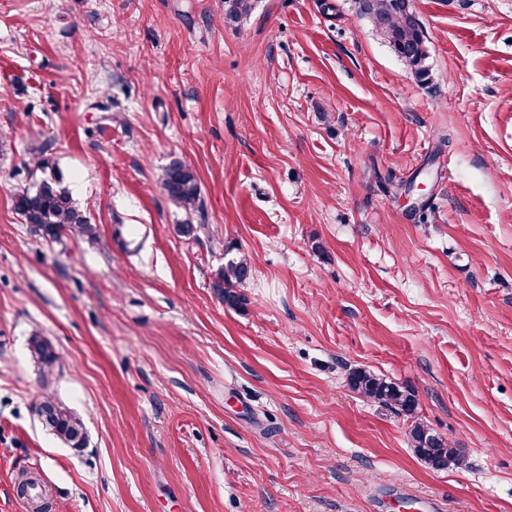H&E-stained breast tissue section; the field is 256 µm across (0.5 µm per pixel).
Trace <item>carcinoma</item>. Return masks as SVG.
Here are the masks:
<instances>
[{
    "instance_id": "obj_1",
    "label": "carcinoma",
    "mask_w": 512,
    "mask_h": 512,
    "mask_svg": "<svg viewBox=\"0 0 512 512\" xmlns=\"http://www.w3.org/2000/svg\"><path fill=\"white\" fill-rule=\"evenodd\" d=\"M254 0H224V20L236 23L251 13ZM356 13L389 44L420 82L429 80L426 65L429 56L428 39L420 20L411 21V0H354ZM162 186L171 201L187 212L200 210L202 202L196 173L189 166L174 161L163 173ZM15 208L44 239L59 240L73 234L89 242L97 238V225L73 202L62 177L55 173L41 178L31 187L19 190ZM252 275V265L244 256L228 258L214 274L212 288L230 307L243 302L236 288L246 284ZM32 359L40 366L43 380H48L58 359L52 346L41 336L29 340ZM350 388L362 397L389 404L407 417H415L417 400L414 393L371 371L354 368L348 373ZM42 407L48 414L42 425L67 446L80 450L87 445L82 420L52 394L43 397ZM411 448L416 456L434 470L461 469L465 456L436 435L421 422L411 424Z\"/></svg>"
}]
</instances>
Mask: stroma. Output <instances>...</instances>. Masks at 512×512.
<instances>
[{
    "mask_svg": "<svg viewBox=\"0 0 512 512\" xmlns=\"http://www.w3.org/2000/svg\"><path fill=\"white\" fill-rule=\"evenodd\" d=\"M412 4L426 83L353 0L237 26L224 0H0V512H30L29 477L45 512H512V0ZM40 143L96 242L16 211ZM175 160L204 214L166 195ZM228 250L253 266L235 309ZM357 367L465 467L425 466ZM252 275V265L244 256L229 257L224 266L214 274L212 288L217 296L230 307H237L243 302V296L232 288L246 284ZM29 350L32 359L40 366L44 383L48 384V376L52 374L58 355L42 336L30 337ZM347 379L350 388L362 397L389 404L406 417L415 418L417 400L412 391L362 368L350 370ZM41 406L48 414L42 425L75 450L86 448L87 435L82 420L52 394H45Z\"/></svg>",
    "mask_w": 512,
    "mask_h": 512,
    "instance_id": "1",
    "label": "stroma"
}]
</instances>
